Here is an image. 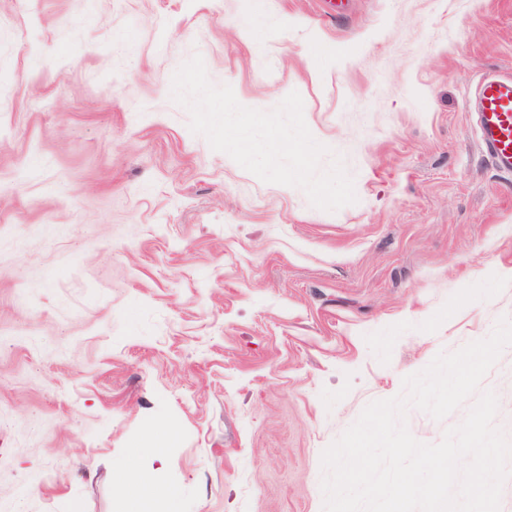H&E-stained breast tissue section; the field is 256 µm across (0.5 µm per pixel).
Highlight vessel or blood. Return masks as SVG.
Masks as SVG:
<instances>
[{
    "label": "vessel or blood",
    "mask_w": 512,
    "mask_h": 512,
    "mask_svg": "<svg viewBox=\"0 0 512 512\" xmlns=\"http://www.w3.org/2000/svg\"><path fill=\"white\" fill-rule=\"evenodd\" d=\"M475 105L481 149L497 168L512 172V77H482Z\"/></svg>",
    "instance_id": "obj_1"
}]
</instances>
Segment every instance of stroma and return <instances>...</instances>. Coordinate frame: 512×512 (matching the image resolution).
Wrapping results in <instances>:
<instances>
[{"label":"stroma","instance_id":"obj_1","mask_svg":"<svg viewBox=\"0 0 512 512\" xmlns=\"http://www.w3.org/2000/svg\"><path fill=\"white\" fill-rule=\"evenodd\" d=\"M196 54L243 106L298 92L356 203L193 134ZM487 72L512 76V0H0V512H131V469L185 512H323L363 408L512 318ZM480 388L512 439V345ZM467 411L406 422L435 444Z\"/></svg>","mask_w":512,"mask_h":512}]
</instances>
